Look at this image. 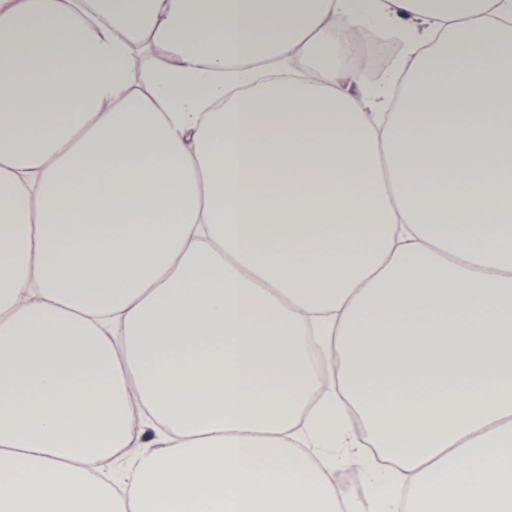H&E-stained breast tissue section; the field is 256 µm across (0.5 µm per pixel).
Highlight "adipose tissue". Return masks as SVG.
Here are the masks:
<instances>
[{"mask_svg": "<svg viewBox=\"0 0 512 512\" xmlns=\"http://www.w3.org/2000/svg\"><path fill=\"white\" fill-rule=\"evenodd\" d=\"M0 512H512V0H0ZM167 61L170 60L160 48L154 49L150 55H144L138 47L134 46L130 56V66L136 73H141L150 65L164 64ZM349 459L340 456L333 467L332 477L343 492L362 495L371 481L373 471L366 468L364 471L354 472L348 469ZM346 480L342 482V478Z\"/></svg>", "mask_w": 512, "mask_h": 512, "instance_id": "ef3b65f1", "label": "adipose tissue"}]
</instances>
